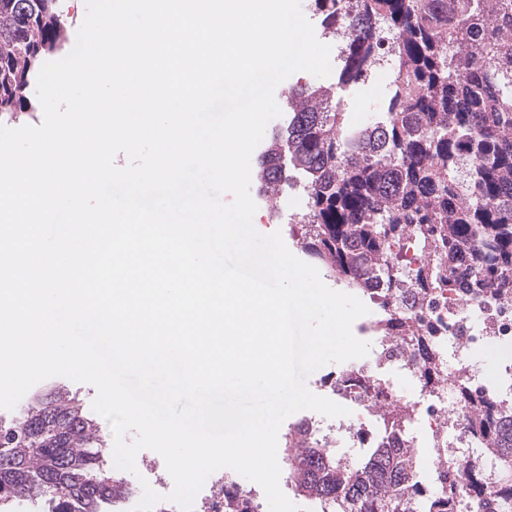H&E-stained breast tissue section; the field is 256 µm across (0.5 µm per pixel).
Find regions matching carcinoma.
<instances>
[{
    "label": "carcinoma",
    "mask_w": 512,
    "mask_h": 512,
    "mask_svg": "<svg viewBox=\"0 0 512 512\" xmlns=\"http://www.w3.org/2000/svg\"><path fill=\"white\" fill-rule=\"evenodd\" d=\"M59 0H0V115L35 110L28 89L43 58L64 49ZM324 35L340 41L337 83L357 85L388 51L401 86L384 120L345 126L317 87L288 97L287 125L257 160V193L303 179L308 198L302 250L346 285L354 278L399 288L387 274L391 237L438 225L449 272L476 290L512 279V0H311ZM347 28L336 27L339 16ZM419 347L431 325L390 322ZM477 430L501 469L512 472V408L476 411ZM59 385L27 412L0 418V512L36 489L65 504L112 494L105 441ZM297 480L322 512H448V496L410 482L409 448H372L352 464L304 451L293 440Z\"/></svg>",
    "instance_id": "obj_1"
}]
</instances>
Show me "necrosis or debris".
Here are the masks:
<instances>
[{"label":"necrosis or debris","instance_id":"obj_1","mask_svg":"<svg viewBox=\"0 0 512 512\" xmlns=\"http://www.w3.org/2000/svg\"><path fill=\"white\" fill-rule=\"evenodd\" d=\"M391 259L403 269H422L428 277L426 293L404 287L392 296L369 287L374 303H385L387 313L403 314L413 322L444 329L434 345L437 362L453 357L447 384L433 386L424 378L420 350H409L387 333L386 321L374 327L373 356L365 363H350L327 373L321 384L328 397L347 407L333 430L312 410L304 411L295 427L316 448L328 449L350 441L370 448H394L406 439L405 428L390 429L375 418L376 404L387 400L399 405L415 421L423 422L433 447L431 472L437 486L448 493L452 512H502L492 485L500 471L474 431V409L512 406V362H501L496 377L483 375L470 356L495 346L512 349V297L470 288L463 274H449L437 251L408 234L391 246ZM397 368L413 382L418 395L402 396L387 382L375 379L380 369ZM226 475L206 481V491L195 497L192 512H263L264 497L256 489L225 491Z\"/></svg>","mask_w":512,"mask_h":512}]
</instances>
